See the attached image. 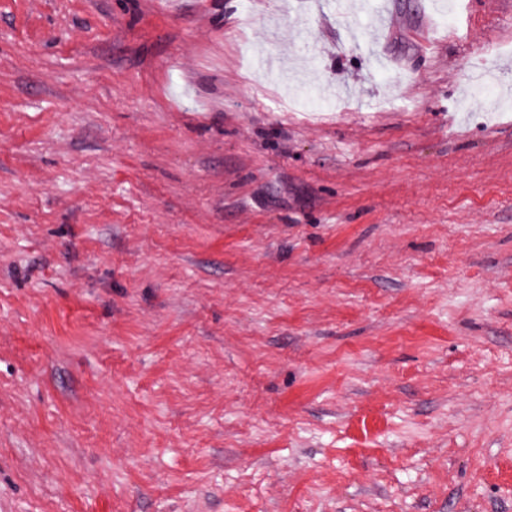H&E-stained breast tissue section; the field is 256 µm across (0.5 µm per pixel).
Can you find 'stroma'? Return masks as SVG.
I'll use <instances>...</instances> for the list:
<instances>
[{"label": "stroma", "instance_id": "stroma-1", "mask_svg": "<svg viewBox=\"0 0 512 512\" xmlns=\"http://www.w3.org/2000/svg\"><path fill=\"white\" fill-rule=\"evenodd\" d=\"M0 512H512V0H0Z\"/></svg>", "mask_w": 512, "mask_h": 512}]
</instances>
